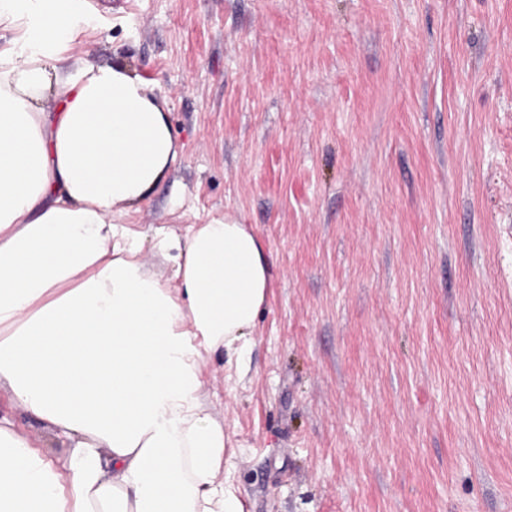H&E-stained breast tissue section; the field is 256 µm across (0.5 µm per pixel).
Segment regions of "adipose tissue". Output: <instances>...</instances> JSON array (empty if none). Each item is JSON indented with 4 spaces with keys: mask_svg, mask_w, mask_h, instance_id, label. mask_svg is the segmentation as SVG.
<instances>
[{
    "mask_svg": "<svg viewBox=\"0 0 512 512\" xmlns=\"http://www.w3.org/2000/svg\"><path fill=\"white\" fill-rule=\"evenodd\" d=\"M85 0H0V512H243L203 367L240 360L272 286L229 215L137 229L181 147L154 84L69 61ZM167 267L140 260L144 246ZM13 418L19 422L24 423L27 427L28 433L34 438L37 442H45L50 445V435L39 423L34 421L28 413H26L22 408L16 407L11 411ZM51 448H46L50 453L55 456H60L69 451L68 444L61 439H56L54 445H50Z\"/></svg>",
    "mask_w": 512,
    "mask_h": 512,
    "instance_id": "ef3b65f1",
    "label": "adipose tissue"
}]
</instances>
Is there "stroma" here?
<instances>
[{
	"label": "stroma",
	"mask_w": 512,
	"mask_h": 512,
	"mask_svg": "<svg viewBox=\"0 0 512 512\" xmlns=\"http://www.w3.org/2000/svg\"><path fill=\"white\" fill-rule=\"evenodd\" d=\"M87 2L182 147L132 226L270 255L204 368L243 512H512V0Z\"/></svg>",
	"instance_id": "1"
}]
</instances>
